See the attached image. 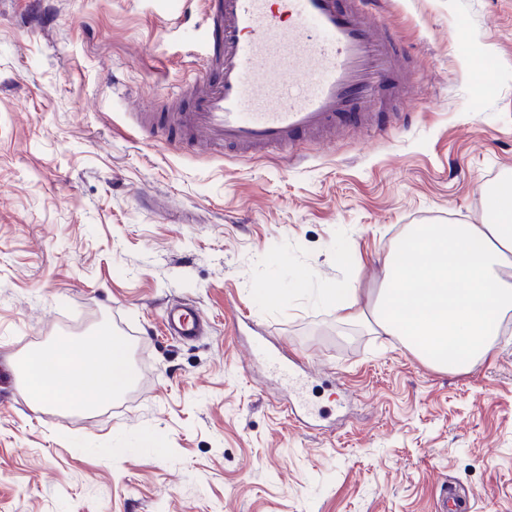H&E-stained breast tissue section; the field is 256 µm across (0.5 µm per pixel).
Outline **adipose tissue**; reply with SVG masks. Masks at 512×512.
<instances>
[{"mask_svg": "<svg viewBox=\"0 0 512 512\" xmlns=\"http://www.w3.org/2000/svg\"><path fill=\"white\" fill-rule=\"evenodd\" d=\"M495 202L484 224L410 225L384 257L375 328L434 370L461 373L487 358L512 313V183ZM25 378L34 402L86 411L110 403L134 374L126 341L101 331L41 351Z\"/></svg>", "mask_w": 512, "mask_h": 512, "instance_id": "1", "label": "adipose tissue"}]
</instances>
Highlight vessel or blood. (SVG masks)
Returning a JSON list of instances; mask_svg holds the SVG:
<instances>
[{
  "instance_id": "obj_1",
  "label": "vessel or blood",
  "mask_w": 512,
  "mask_h": 512,
  "mask_svg": "<svg viewBox=\"0 0 512 512\" xmlns=\"http://www.w3.org/2000/svg\"><path fill=\"white\" fill-rule=\"evenodd\" d=\"M205 66L169 112L141 124L173 147L205 141L215 151L293 148L324 133L363 126L386 109L383 83L402 58L370 0H201ZM170 335H200L204 320L180 303L165 319ZM272 371L287 386L288 414L308 409L307 380L281 354Z\"/></svg>"
}]
</instances>
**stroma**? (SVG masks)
<instances>
[{
	"mask_svg": "<svg viewBox=\"0 0 512 512\" xmlns=\"http://www.w3.org/2000/svg\"><path fill=\"white\" fill-rule=\"evenodd\" d=\"M407 95L368 130L256 158L180 151L138 111L201 67L199 4L0 0V512H512V316L443 373L340 322L412 224H481L512 175V0H374ZM276 288L283 303L255 291ZM193 305L203 336L164 333ZM110 327L136 383L31 403L19 360ZM307 366L300 424L252 343ZM356 288L349 281L336 280L333 288H325L320 294L321 300L336 310L341 321H363L364 311L360 310L355 297Z\"/></svg>",
	"mask_w": 512,
	"mask_h": 512,
	"instance_id": "obj_1",
	"label": "stroma"
}]
</instances>
